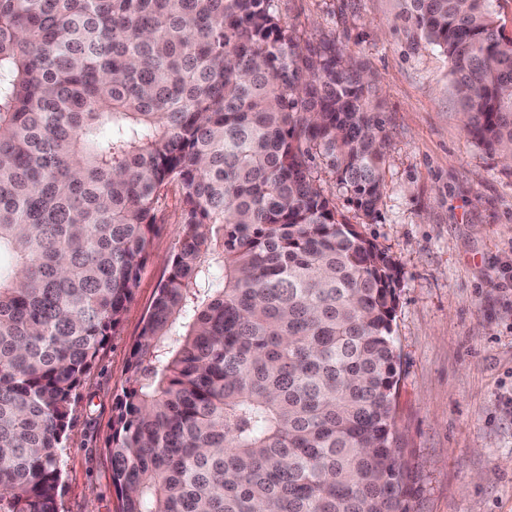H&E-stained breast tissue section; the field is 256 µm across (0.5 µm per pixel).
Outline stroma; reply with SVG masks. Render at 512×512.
<instances>
[{"label": "stroma", "mask_w": 512, "mask_h": 512, "mask_svg": "<svg viewBox=\"0 0 512 512\" xmlns=\"http://www.w3.org/2000/svg\"><path fill=\"white\" fill-rule=\"evenodd\" d=\"M276 5L302 47L336 45L372 80L386 139L375 220L362 223L326 161L315 174L397 267L393 417L409 512H512V165L466 134L447 62L400 0ZM177 227L167 208L124 320L77 390L62 512H118L106 450L113 405Z\"/></svg>", "instance_id": "1"}]
</instances>
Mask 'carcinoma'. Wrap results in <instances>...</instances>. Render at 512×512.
<instances>
[{
	"instance_id": "1",
	"label": "carcinoma",
	"mask_w": 512,
	"mask_h": 512,
	"mask_svg": "<svg viewBox=\"0 0 512 512\" xmlns=\"http://www.w3.org/2000/svg\"><path fill=\"white\" fill-rule=\"evenodd\" d=\"M464 130L512 158L492 0H405ZM369 84L274 0H0V512H60L73 392L157 212L181 228L113 406L119 512H407L396 267L348 223L384 192Z\"/></svg>"
}]
</instances>
